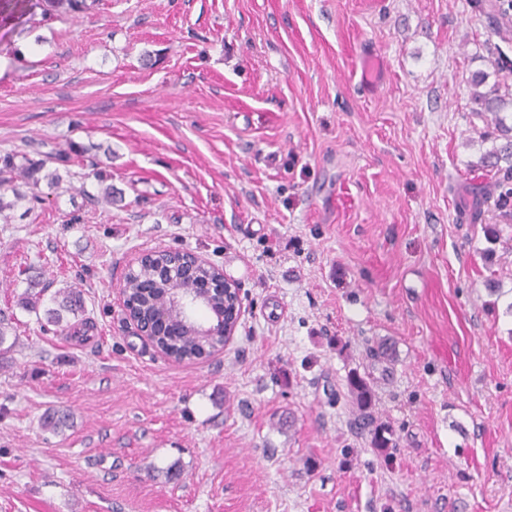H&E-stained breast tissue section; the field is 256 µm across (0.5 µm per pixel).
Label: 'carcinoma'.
<instances>
[{
    "instance_id": "1",
    "label": "carcinoma",
    "mask_w": 512,
    "mask_h": 512,
    "mask_svg": "<svg viewBox=\"0 0 512 512\" xmlns=\"http://www.w3.org/2000/svg\"><path fill=\"white\" fill-rule=\"evenodd\" d=\"M43 18L50 20L61 13L78 12L85 7V0H45ZM474 100L480 102L483 111L487 113V122L494 125L498 135L492 140V146L481 156V163L512 173V124L506 123L502 111L508 105L506 98L492 92H482L480 87L485 83V75L478 72L471 79ZM86 147L71 142L68 148L57 152H46L35 159L27 154L18 155L6 152L0 155V215L7 210H13L22 203H38L43 201L38 187L46 182L51 187L58 188L63 183L71 182L79 176L72 171V166L83 164ZM98 191L95 194L82 190L91 201L99 203L112 201V186L105 184L106 177L96 172ZM22 179L27 190L22 191L15 184L16 179ZM170 261L169 255L159 254L150 264L132 268L126 275L130 282L139 279L158 278L156 269L160 263ZM28 287L18 300L19 306L35 315H43L48 325L61 326L70 322V318H81V324L89 325L90 320L84 318L85 309L81 294L76 289L67 286L54 292L52 305H43V297L51 283L35 274L27 279ZM14 315L0 310V352H8L15 343L9 342V337L16 336L13 325ZM167 348L178 360L189 359L196 354V337L180 336L178 339H168ZM349 392L358 409L357 422L359 426L371 428V443L375 448H393L396 446L393 433L383 424H374L372 409V387L370 381L357 373L348 378ZM42 426L54 433H59L71 426L70 413L65 410H52L42 417Z\"/></svg>"
}]
</instances>
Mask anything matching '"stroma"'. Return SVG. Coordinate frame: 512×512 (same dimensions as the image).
<instances>
[{
  "mask_svg": "<svg viewBox=\"0 0 512 512\" xmlns=\"http://www.w3.org/2000/svg\"><path fill=\"white\" fill-rule=\"evenodd\" d=\"M42 4L0 0V154L74 141L88 177L0 218V512H512V199L470 83L512 98L493 0ZM96 165L112 203L78 192ZM154 249L240 285L223 350L123 321ZM30 271L82 291L84 335L17 307ZM353 371L395 447L352 428ZM159 252H168L171 254H179L180 256H185L187 254L188 263L184 266L185 268L189 267L190 272L192 269L196 266L192 276L196 275L195 280L198 278H202L207 276L208 269L201 266H210L205 260H203L199 255L190 252V251H184V250H176V249H158V250H146L137 253L133 259L130 262V267L132 269L129 270V272L126 275V278L129 279L130 282L134 283L138 279H147V278H154L159 280V277L156 273V269L160 266V263H167L170 261V257L168 254L161 253L158 255ZM158 255L153 261H151L150 264L140 266L142 262H144L145 259L151 258ZM134 265L139 266L137 269H134ZM201 265V266H199Z\"/></svg>",
  "mask_w": 512,
  "mask_h": 512,
  "instance_id": "35a3bbf8",
  "label": "stroma"
}]
</instances>
